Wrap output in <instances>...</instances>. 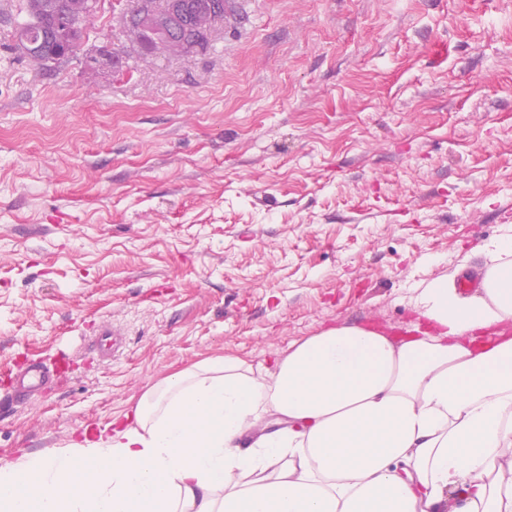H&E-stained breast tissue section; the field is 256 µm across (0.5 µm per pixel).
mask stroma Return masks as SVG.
Here are the masks:
<instances>
[{
    "label": "stroma",
    "instance_id": "35a3bbf8",
    "mask_svg": "<svg viewBox=\"0 0 512 512\" xmlns=\"http://www.w3.org/2000/svg\"><path fill=\"white\" fill-rule=\"evenodd\" d=\"M0 0V464L56 451L204 359L403 328L411 290L512 226V0H246L206 51L131 50L101 0L73 58ZM120 63L88 65L100 47ZM123 333L110 358L101 322ZM45 380L46 373L38 365H33L23 374L16 386L11 384L2 391L0 404L10 405L17 397L19 390L40 387Z\"/></svg>",
    "mask_w": 512,
    "mask_h": 512
}]
</instances>
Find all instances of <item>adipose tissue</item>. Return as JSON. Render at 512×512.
<instances>
[{"mask_svg":"<svg viewBox=\"0 0 512 512\" xmlns=\"http://www.w3.org/2000/svg\"><path fill=\"white\" fill-rule=\"evenodd\" d=\"M481 252L480 291L416 289L421 335L331 327L269 368L199 363L0 465V512H512V233Z\"/></svg>","mask_w":512,"mask_h":512,"instance_id":"ef3b65f1","label":"adipose tissue"}]
</instances>
